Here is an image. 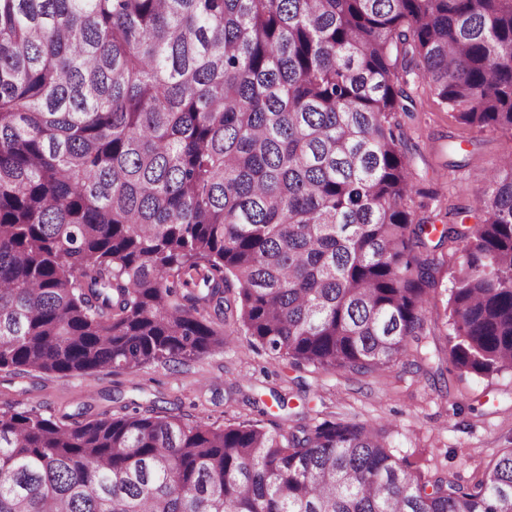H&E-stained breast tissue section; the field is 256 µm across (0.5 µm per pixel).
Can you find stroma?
I'll return each instance as SVG.
<instances>
[{
    "label": "stroma",
    "mask_w": 512,
    "mask_h": 512,
    "mask_svg": "<svg viewBox=\"0 0 512 512\" xmlns=\"http://www.w3.org/2000/svg\"><path fill=\"white\" fill-rule=\"evenodd\" d=\"M407 91L413 110L403 117L402 151L410 160L414 192L407 207L436 226L472 228L476 195L494 165L512 148L502 132L465 126L418 80ZM468 140L465 152L451 143ZM438 288L425 304L418 341L422 369L401 359L388 369L354 374L293 368L251 345L247 336L187 365L107 368L57 378L28 371H0V405L35 408L69 421L116 417L126 407L167 412L207 423L254 421L268 429L312 427L336 413L348 420L382 424L391 454L429 478L472 477L512 448V371L492 377L462 374L449 359L452 329L445 310L457 256L437 249ZM285 396L287 410L275 398Z\"/></svg>",
    "instance_id": "1"
}]
</instances>
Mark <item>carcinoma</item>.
<instances>
[{"instance_id": "obj_1", "label": "carcinoma", "mask_w": 512, "mask_h": 512, "mask_svg": "<svg viewBox=\"0 0 512 512\" xmlns=\"http://www.w3.org/2000/svg\"><path fill=\"white\" fill-rule=\"evenodd\" d=\"M512 138V0H0V370L186 364L237 330L371 373L424 329L406 77ZM452 278L450 360L512 370V154ZM236 288V305L224 293ZM0 512H512L340 417L295 432L0 406Z\"/></svg>"}]
</instances>
